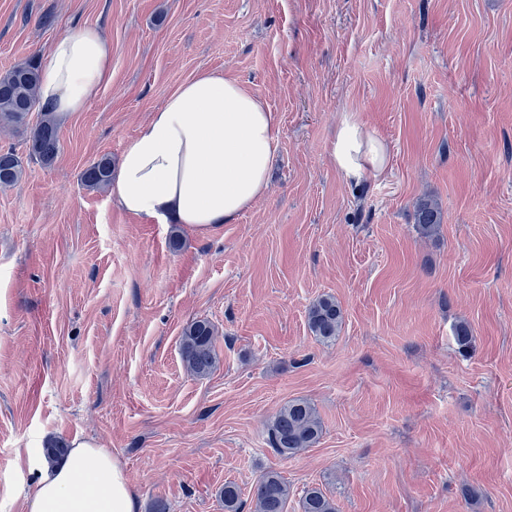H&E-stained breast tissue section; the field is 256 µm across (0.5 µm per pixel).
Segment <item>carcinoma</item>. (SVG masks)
I'll list each match as a JSON object with an SVG mask.
<instances>
[{
  "instance_id": "obj_1",
  "label": "carcinoma",
  "mask_w": 512,
  "mask_h": 512,
  "mask_svg": "<svg viewBox=\"0 0 512 512\" xmlns=\"http://www.w3.org/2000/svg\"><path fill=\"white\" fill-rule=\"evenodd\" d=\"M39 84L38 59L30 57L0 75V129L29 131L26 140L27 157L44 166L51 165L60 149L56 117L40 112V120L28 128V117L36 107ZM23 158L12 148L0 150V187H10L24 174ZM112 181V160L102 157L91 163L81 174V183L89 190H100ZM416 223L426 236L437 232L441 224L438 208L429 201L419 203ZM308 326L324 343L336 340L343 312L331 295L316 299L307 312ZM216 329L207 319L188 323L182 330L180 356L186 371L195 377H206L217 367ZM323 426L319 414L309 401L294 399L283 404L273 416L267 431L268 444L280 456L289 458L313 447L320 439ZM291 487L274 470L263 472L251 495V512H288ZM224 512H243L245 503L239 486L224 483L220 490ZM299 512H337L335 501L318 487L305 489L298 501Z\"/></svg>"
}]
</instances>
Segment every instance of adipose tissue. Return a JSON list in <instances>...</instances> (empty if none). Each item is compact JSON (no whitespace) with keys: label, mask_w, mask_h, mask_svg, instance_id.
<instances>
[{"label":"adipose tissue","mask_w":512,"mask_h":512,"mask_svg":"<svg viewBox=\"0 0 512 512\" xmlns=\"http://www.w3.org/2000/svg\"><path fill=\"white\" fill-rule=\"evenodd\" d=\"M38 104L58 116L83 111L112 80V46L100 30L61 35L41 59ZM279 124L267 104L237 80L202 72L177 88L127 144L114 206L207 233L236 223L269 189ZM336 171L351 184L384 175L386 143L355 113H342L330 145ZM125 471L92 440L39 469L28 512H136Z\"/></svg>","instance_id":"1"}]
</instances>
